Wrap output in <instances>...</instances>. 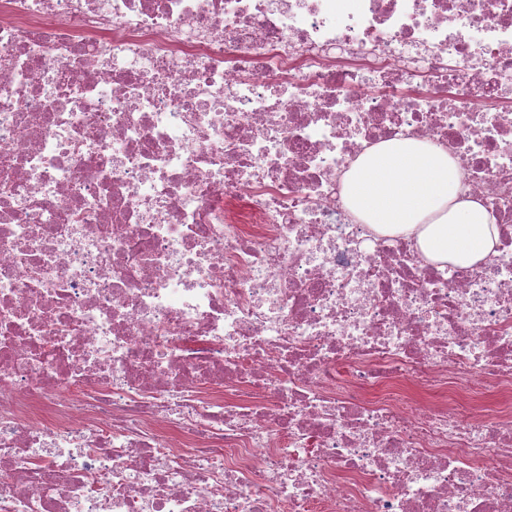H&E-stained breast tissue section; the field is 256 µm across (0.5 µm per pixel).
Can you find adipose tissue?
<instances>
[{"label":"adipose tissue","mask_w":512,"mask_h":512,"mask_svg":"<svg viewBox=\"0 0 512 512\" xmlns=\"http://www.w3.org/2000/svg\"><path fill=\"white\" fill-rule=\"evenodd\" d=\"M447 150L414 139L369 150L346 174L344 205L382 233L415 238L425 259L473 267L499 240L494 218L465 195Z\"/></svg>","instance_id":"1"}]
</instances>
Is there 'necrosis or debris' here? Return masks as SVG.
<instances>
[{
  "label": "necrosis or debris",
  "instance_id": "necrosis-or-debris-1",
  "mask_svg": "<svg viewBox=\"0 0 512 512\" xmlns=\"http://www.w3.org/2000/svg\"><path fill=\"white\" fill-rule=\"evenodd\" d=\"M512 0H0V512H512ZM448 148L499 224L341 201ZM460 180L447 149L394 140L359 158L341 198L376 231L415 236L425 259L473 267L496 253L499 229L483 205L461 191ZM473 413H479L484 409L500 408L502 406H511L512 408V384L511 386H503L491 391L480 401L473 402L469 405Z\"/></svg>",
  "mask_w": 512,
  "mask_h": 512
}]
</instances>
